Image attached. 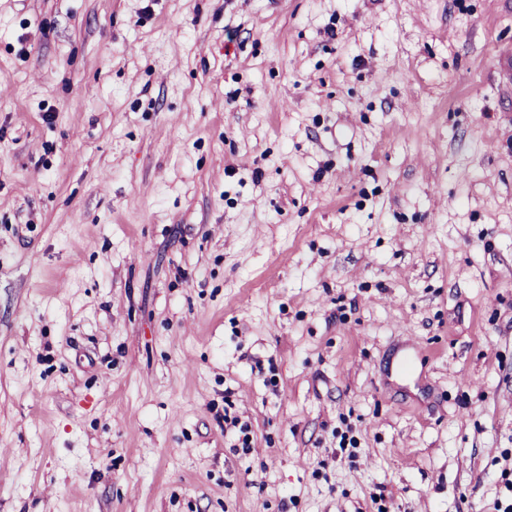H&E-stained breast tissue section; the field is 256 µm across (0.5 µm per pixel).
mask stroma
Masks as SVG:
<instances>
[{"mask_svg":"<svg viewBox=\"0 0 512 512\" xmlns=\"http://www.w3.org/2000/svg\"><path fill=\"white\" fill-rule=\"evenodd\" d=\"M511 56L512 0H0V512H495Z\"/></svg>","mask_w":512,"mask_h":512,"instance_id":"35a3bbf8","label":"stroma"}]
</instances>
